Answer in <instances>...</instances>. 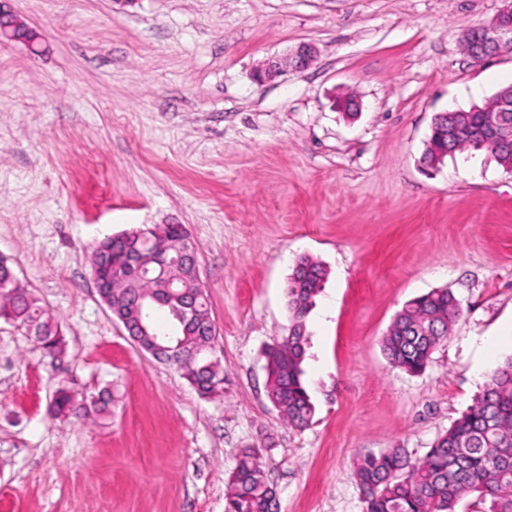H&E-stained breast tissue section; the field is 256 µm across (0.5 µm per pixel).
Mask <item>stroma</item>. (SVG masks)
Wrapping results in <instances>:
<instances>
[{
	"mask_svg": "<svg viewBox=\"0 0 512 512\" xmlns=\"http://www.w3.org/2000/svg\"><path fill=\"white\" fill-rule=\"evenodd\" d=\"M0 4L41 36L0 42V256L60 323L84 392L118 397L107 421L52 419L60 372L0 319V512H224L248 447L279 512H364L357 458L425 456L482 389L485 337V375L512 355V174L483 151L421 162L437 113L512 85V48L480 64L461 48L505 0ZM301 43L309 68L254 79ZM145 224L191 233L223 396L139 350L99 296L94 247ZM301 256L328 277L306 322L315 416L297 429L262 351L287 332ZM436 289L462 314L410 375L381 339Z\"/></svg>",
	"mask_w": 512,
	"mask_h": 512,
	"instance_id": "35a3bbf8",
	"label": "stroma"
}]
</instances>
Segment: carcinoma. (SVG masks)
I'll use <instances>...</instances> for the list:
<instances>
[{
	"instance_id": "carcinoma-1",
	"label": "carcinoma",
	"mask_w": 512,
	"mask_h": 512,
	"mask_svg": "<svg viewBox=\"0 0 512 512\" xmlns=\"http://www.w3.org/2000/svg\"><path fill=\"white\" fill-rule=\"evenodd\" d=\"M486 108L485 112L448 113V123L430 130L425 162L441 165L449 156L483 150L512 173V147L474 132L496 128L504 118L512 122V112L499 111L496 96ZM186 235L182 224H155L103 239L93 251L106 284L99 295L103 302L112 303V315L138 348L147 352L155 342L168 347L160 357L162 363L174 367L200 397L213 398L224 393V370L209 357L210 349L203 347L215 341L204 335L212 324L207 295L197 299V322H184L179 312L182 299L200 288L192 265L173 261L135 274L130 264L134 258L162 251L176 257ZM327 275L326 267L309 256L296 261L287 285L288 334L263 351L268 399L283 421L299 429L310 426L315 414L301 379V365L308 343L306 319ZM163 289L170 291L166 327L155 323L156 304L151 300ZM460 315L458 300L447 289L407 302L382 338L388 362L412 375L423 372ZM0 318L25 329L43 355L61 360L65 349L59 322L17 284L13 269L2 257ZM78 386L75 377L57 384L48 408L52 418L87 421L112 413V389L103 388L88 398ZM354 476L365 512H457L459 502L473 493L477 494L473 512L484 504L486 512H512V357L492 372L472 404L437 437L424 457L414 460L403 448L367 453L356 462ZM276 497L259 449H241L225 480L224 512H276Z\"/></svg>"
}]
</instances>
